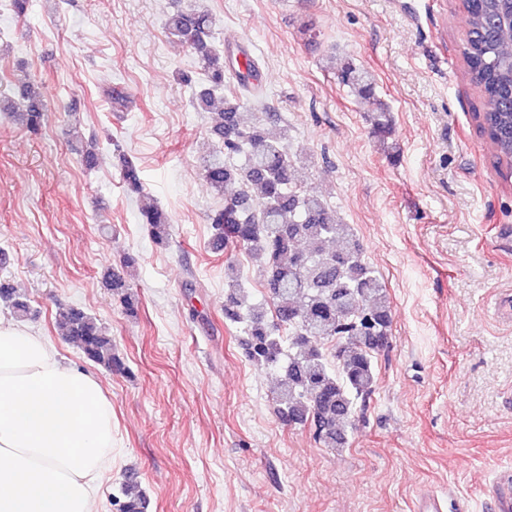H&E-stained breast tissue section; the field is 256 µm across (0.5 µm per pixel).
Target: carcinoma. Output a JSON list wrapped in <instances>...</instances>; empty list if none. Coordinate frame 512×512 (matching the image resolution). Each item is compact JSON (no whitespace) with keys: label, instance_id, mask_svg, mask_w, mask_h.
Instances as JSON below:
<instances>
[{"label":"carcinoma","instance_id":"carcinoma-1","mask_svg":"<svg viewBox=\"0 0 512 512\" xmlns=\"http://www.w3.org/2000/svg\"><path fill=\"white\" fill-rule=\"evenodd\" d=\"M468 24L462 50L472 83L485 101L480 124L496 164L512 170V31L496 21L505 0H461ZM210 15L188 4L167 15L168 37L187 44L202 64L204 79L193 95L200 112H216L212 135L218 154L204 170L218 192L235 193L209 217L214 240L231 243L259 262L273 316L247 302L237 270L227 268L224 321L246 336L245 355L260 366L281 365L277 411L288 424L310 423L313 440L325 448H343L357 405L376 384L372 353L387 344L391 304L376 271L362 258L350 225L319 195L298 185L297 157L262 121L242 122L247 98H257L258 66L245 58L244 70L227 65L224 50L211 41ZM338 83L370 104L374 127L384 136L390 114L378 98L368 72L352 62L336 70ZM8 111L22 130L36 135L45 121L42 94L31 80L15 97L0 94V112ZM123 187L139 203L141 223L155 244L171 235L169 214L146 191L134 162L119 157ZM106 284L120 294L127 315L135 316L137 298L126 280L109 274ZM0 301L15 318L26 320L31 308L7 278L0 279ZM56 322L64 338L86 358L109 372L121 373L124 361L99 320L81 308L61 307ZM113 512H147V498L121 486L112 496Z\"/></svg>","mask_w":512,"mask_h":512}]
</instances>
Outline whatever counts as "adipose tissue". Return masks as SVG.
<instances>
[{"mask_svg": "<svg viewBox=\"0 0 512 512\" xmlns=\"http://www.w3.org/2000/svg\"><path fill=\"white\" fill-rule=\"evenodd\" d=\"M112 403L31 327L0 317V512H96Z\"/></svg>", "mask_w": 512, "mask_h": 512, "instance_id": "1", "label": "adipose tissue"}]
</instances>
